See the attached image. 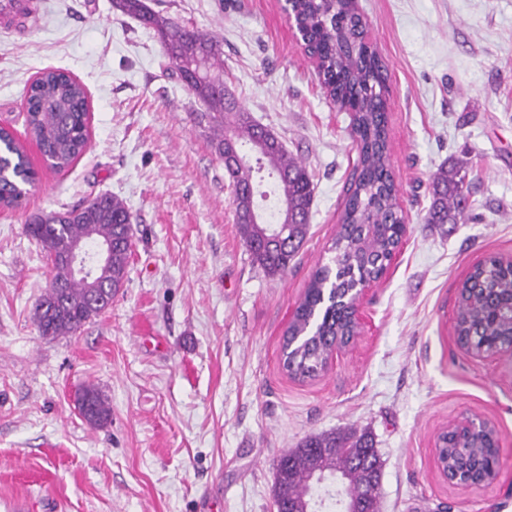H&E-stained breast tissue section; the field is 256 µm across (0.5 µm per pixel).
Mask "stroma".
<instances>
[{"instance_id":"obj_1","label":"stroma","mask_w":512,"mask_h":512,"mask_svg":"<svg viewBox=\"0 0 512 512\" xmlns=\"http://www.w3.org/2000/svg\"><path fill=\"white\" fill-rule=\"evenodd\" d=\"M148 3L223 41L238 103L307 166L310 233L284 277L252 263L198 103L154 32L111 0H42L23 37L0 31V115L40 178L0 212V512H276L277 459L347 428L374 437L380 512H512V358L477 360L454 339L459 285L489 256L512 257V0H357L387 67L406 232L365 293L356 341L304 382L282 368L283 336L331 259L357 162L349 115L321 90L284 0ZM47 68L91 100L87 148L61 171L17 118ZM451 157L470 165L477 219L423 223L429 179ZM105 193L133 215L125 285L76 334L41 335L51 264L24 226ZM88 384L110 403L105 426L74 407ZM464 411L494 421L503 452L498 481L461 492L432 450ZM45 470L48 483L23 479Z\"/></svg>"}]
</instances>
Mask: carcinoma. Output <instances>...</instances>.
<instances>
[{
	"label": "carcinoma",
	"mask_w": 512,
	"mask_h": 512,
	"mask_svg": "<svg viewBox=\"0 0 512 512\" xmlns=\"http://www.w3.org/2000/svg\"><path fill=\"white\" fill-rule=\"evenodd\" d=\"M124 15L152 29L171 64V71L201 103L196 113L209 131V140L233 190L234 220L253 262L271 277L288 272L309 233L313 184L306 165L288 152L278 138L256 124L249 112L213 89L224 85L223 42L214 34L189 28L177 19L153 11L146 0H112ZM354 10L353 0H293L292 13L310 45L308 58H317L319 83L330 95L345 100L350 113V134L357 164L339 229L332 239L334 268L322 266L312 275L303 300L283 339L284 369L294 379H312L327 366L336 343L352 334L346 316L336 304L323 298V289L334 288L340 296L378 278L383 260L403 232L398 186L390 161L385 101L386 68L378 54L362 49L336 58V46L358 36L355 27H343L336 15ZM201 64L204 76L191 73L188 65ZM26 97L25 124L37 145L54 167L62 170L83 154L89 140L85 119L86 89L62 70L49 69L30 83ZM243 157L231 162L234 154ZM13 173L0 179V208H15L21 192L15 172L29 169L27 155L15 149ZM273 179L276 213L269 225L257 223L252 212L260 210L267 192L259 190L257 175ZM468 166L453 162L441 167L430 184L426 224H467L474 220L468 193ZM133 216L116 196H97L66 212L33 217L26 234L47 252L52 262L50 289L37 300L34 319L41 335L66 336L110 306L124 286L133 247ZM78 240L112 242V260L97 268L94 279L77 277L67 262L69 245ZM512 265L498 259L476 268L461 284L457 298L456 331L478 345L501 336H512L509 296ZM78 395L85 403L86 422L103 427L111 417L104 395L93 385ZM450 464L477 472L486 460V448L451 436L447 440ZM381 462L366 432H329L305 438L276 463V506L304 512L316 489L312 477L339 472L345 495L358 512H377Z\"/></svg>",
	"instance_id": "1"
}]
</instances>
